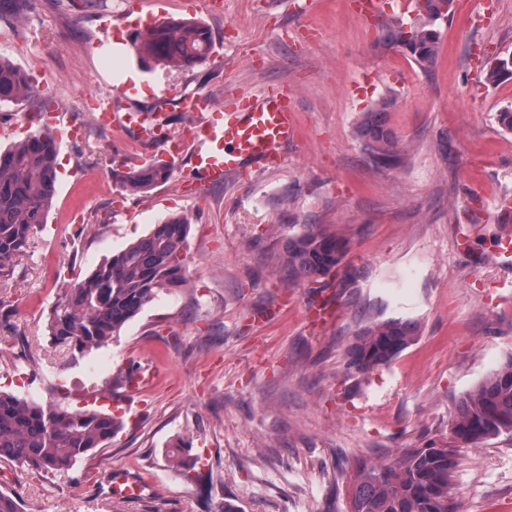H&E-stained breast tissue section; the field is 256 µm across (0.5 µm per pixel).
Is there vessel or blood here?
<instances>
[{
    "instance_id": "1",
    "label": "vessel or blood",
    "mask_w": 512,
    "mask_h": 512,
    "mask_svg": "<svg viewBox=\"0 0 512 512\" xmlns=\"http://www.w3.org/2000/svg\"><path fill=\"white\" fill-rule=\"evenodd\" d=\"M178 103L182 111L196 113L197 118L175 133L160 122H146L139 112L114 111L108 100L98 105L94 120L101 126L131 129L172 164L181 162L185 147H192L193 168L209 184L242 175L251 163L266 168L279 164L281 148L298 136L295 109L282 88L232 96L220 107L203 93L180 96Z\"/></svg>"
}]
</instances>
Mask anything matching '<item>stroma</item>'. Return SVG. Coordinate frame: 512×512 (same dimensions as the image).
Segmentation results:
<instances>
[{
    "label": "stroma",
    "instance_id": "stroma-1",
    "mask_svg": "<svg viewBox=\"0 0 512 512\" xmlns=\"http://www.w3.org/2000/svg\"><path fill=\"white\" fill-rule=\"evenodd\" d=\"M30 0L0 20V53L29 74L34 96L0 106V147L43 126L42 108L78 123L82 140L58 141L54 204L26 253L0 276V389L56 407L121 416L102 448L61 473L0 460V491L22 512H346L347 470L405 448L445 447L457 399L512 356V273L492 260L504 227L497 198L512 193V132L497 115L512 80L486 84L471 44L512 54V0L477 20L479 0H454L439 21L440 53L421 69L383 36L415 11L360 19L351 0ZM206 24L215 47L195 67L146 64L136 33L164 20ZM137 76L140 90L113 101L186 116L156 95L167 85L253 95L287 86L300 137L284 163L251 178L196 184L190 163L146 193L116 185L111 168L158 159L132 131L98 127L88 97ZM396 100L387 123L399 149L375 165L356 134L377 99ZM188 217L187 284L159 294L108 344L86 354L47 334L65 286L85 277L169 215ZM348 242L349 281L285 284L272 257L304 225ZM333 315L312 322L307 309ZM417 321L415 341L369 374L347 370L364 324ZM153 379L126 407V381ZM190 441L183 466L169 457ZM140 480L116 495L112 476ZM458 512H512V432L464 449L452 478Z\"/></svg>",
    "mask_w": 512,
    "mask_h": 512
}]
</instances>
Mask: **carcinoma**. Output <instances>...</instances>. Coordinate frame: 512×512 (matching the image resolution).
Segmentation results:
<instances>
[{
	"label": "carcinoma",
	"instance_id": "cac0c4a2",
	"mask_svg": "<svg viewBox=\"0 0 512 512\" xmlns=\"http://www.w3.org/2000/svg\"><path fill=\"white\" fill-rule=\"evenodd\" d=\"M453 0H415L420 23L396 25L386 38L407 51L424 70L438 60L436 22L448 16ZM211 30L199 22L165 21L137 34L135 52L144 62L192 68L209 56ZM488 83L512 80V56L499 57L485 73ZM35 93L30 77L0 54V105ZM393 106L385 97L363 113L358 135L372 160L393 165L397 143L386 122ZM57 143L49 133L27 136L0 151V274L26 251L33 229L46 221L55 195ZM172 166L162 159L112 178L129 191L146 192L168 181ZM188 221L172 216L112 255L68 288L49 315L48 335L71 352L98 348L119 334L160 292L186 285ZM346 239L323 224H310L288 238L276 257L287 281L304 280L324 288L347 255ZM418 325L402 317L375 320L354 337L347 367L370 374L388 365L416 338ZM118 418L94 408L67 410L0 392V459L44 472L62 471L103 447L119 430ZM449 430L456 445L437 454L406 448L394 460L355 461L350 474L348 512H456L450 483L458 447L475 446L512 432V357L455 403Z\"/></svg>",
	"mask_w": 512,
	"mask_h": 512
}]
</instances>
